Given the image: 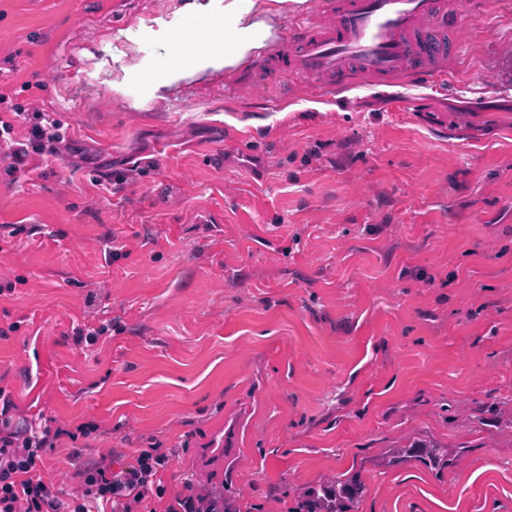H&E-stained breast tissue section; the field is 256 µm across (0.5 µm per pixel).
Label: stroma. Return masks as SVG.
<instances>
[{
    "mask_svg": "<svg viewBox=\"0 0 512 512\" xmlns=\"http://www.w3.org/2000/svg\"><path fill=\"white\" fill-rule=\"evenodd\" d=\"M452 2L444 76L283 101L220 65L156 85L224 0H0V95L76 147L0 173V387L98 426L47 455L62 494L157 443L169 489L221 483L241 512L336 474L356 512H512V0ZM138 160L158 168L94 185ZM421 436L456 466L377 465ZM73 340L77 345L86 344V346H93L99 341H106L107 338L112 336V323L111 321H100L97 326L74 327Z\"/></svg>",
    "mask_w": 512,
    "mask_h": 512,
    "instance_id": "1",
    "label": "stroma"
}]
</instances>
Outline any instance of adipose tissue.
<instances>
[{"instance_id":"1","label":"adipose tissue","mask_w":512,"mask_h":512,"mask_svg":"<svg viewBox=\"0 0 512 512\" xmlns=\"http://www.w3.org/2000/svg\"><path fill=\"white\" fill-rule=\"evenodd\" d=\"M304 0H272L271 6L260 5L259 0H224V14L204 28L199 38L213 41L215 47L201 52L183 36L175 42L182 49L181 60L158 72L160 79L198 69L214 62H222L226 69L237 68L257 50L274 38L276 20L289 6L303 4Z\"/></svg>"}]
</instances>
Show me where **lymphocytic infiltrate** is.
I'll return each instance as SVG.
<instances>
[{
	"label": "lymphocytic infiltrate",
	"mask_w": 512,
	"mask_h": 512,
	"mask_svg": "<svg viewBox=\"0 0 512 512\" xmlns=\"http://www.w3.org/2000/svg\"><path fill=\"white\" fill-rule=\"evenodd\" d=\"M5 146V175L25 176L35 161L61 156L69 147L62 124L46 112H26L12 107L0 114V146ZM16 405L0 388V512H89L94 502L111 505L112 512H227L223 485L183 482L170 490L161 480L170 457L160 446L128 455H101L77 470L79 488L70 503H63L52 482L41 474L44 456L65 442H77L98 429L88 422L69 429L45 423L36 427L14 416Z\"/></svg>",
	"instance_id": "f902f5d3"
}]
</instances>
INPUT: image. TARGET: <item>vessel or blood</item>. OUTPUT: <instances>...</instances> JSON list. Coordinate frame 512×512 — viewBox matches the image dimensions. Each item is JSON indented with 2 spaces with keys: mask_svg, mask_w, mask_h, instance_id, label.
<instances>
[{
  "mask_svg": "<svg viewBox=\"0 0 512 512\" xmlns=\"http://www.w3.org/2000/svg\"><path fill=\"white\" fill-rule=\"evenodd\" d=\"M460 21L446 0H323L269 57L240 68V81L279 84L288 78L329 92L429 75L449 53L437 31Z\"/></svg>",
  "mask_w": 512,
  "mask_h": 512,
  "instance_id": "obj_1",
  "label": "vessel or blood"
}]
</instances>
